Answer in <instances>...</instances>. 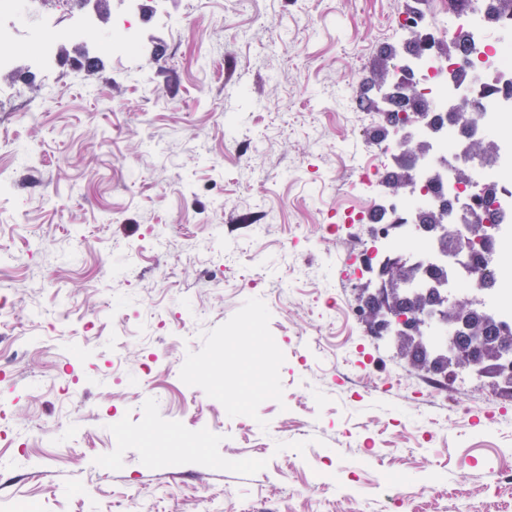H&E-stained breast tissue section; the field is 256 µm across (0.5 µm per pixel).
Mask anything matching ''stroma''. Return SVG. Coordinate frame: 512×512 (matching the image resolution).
Segmentation results:
<instances>
[{"mask_svg": "<svg viewBox=\"0 0 512 512\" xmlns=\"http://www.w3.org/2000/svg\"><path fill=\"white\" fill-rule=\"evenodd\" d=\"M413 2L139 0L137 50L112 56L109 0L51 68L16 49L0 512H512L490 479L512 471V429L458 416L512 418V391L409 373L355 315L368 276L349 253L373 225L344 220L346 153L380 121L359 93Z\"/></svg>", "mask_w": 512, "mask_h": 512, "instance_id": "35a3bbf8", "label": "stroma"}]
</instances>
